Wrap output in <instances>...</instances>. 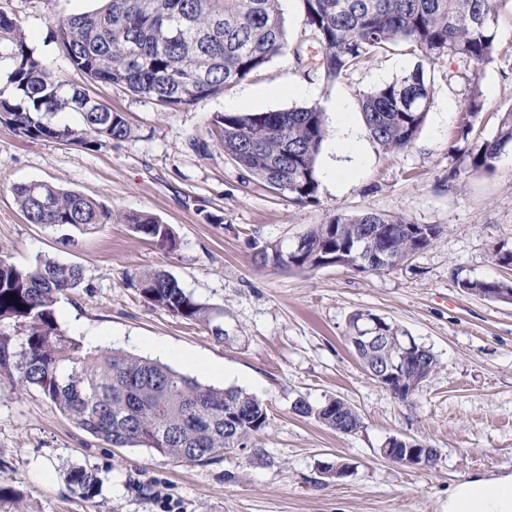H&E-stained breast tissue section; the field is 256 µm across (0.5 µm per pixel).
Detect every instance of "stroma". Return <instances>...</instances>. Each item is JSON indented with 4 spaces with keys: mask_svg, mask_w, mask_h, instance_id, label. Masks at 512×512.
Instances as JSON below:
<instances>
[{
    "mask_svg": "<svg viewBox=\"0 0 512 512\" xmlns=\"http://www.w3.org/2000/svg\"><path fill=\"white\" fill-rule=\"evenodd\" d=\"M98 0H0L37 56L67 83L87 88L132 133L98 151L25 139L0 126V257H38L80 266L84 280L56 306L60 328L85 347L121 350L170 365L215 387L261 399L270 424L253 450L198 464L149 448H115L81 430L39 391L0 384V512H445L460 479L512 469V303L462 290L464 280L512 281L494 249L512 250V148L492 171H475L468 152L494 135L512 110V0L501 6L497 51L478 65L429 61L398 47L330 82L292 56L274 58L223 92L175 110L124 88L87 83L53 40L61 16ZM422 69L433 89L411 148L383 150L358 108L363 93ZM483 109L467 140L460 114L472 94ZM319 107L326 138L318 189L301 205L249 180L218 143L200 155L216 112ZM358 133L356 159L336 152V119ZM46 181L91 196L117 213H145L170 226L174 245L144 240L130 225L81 232L27 222L14 187ZM373 211L437 226V239L401 268L368 272L329 265L310 273L259 267L258 248L292 246L314 224ZM163 269L218 312L224 338L206 325L155 307L131 284ZM368 310L395 322L436 355L437 370L417 395L400 400L370 378L347 342L350 317ZM342 398L363 418L341 434L296 414ZM392 436L436 449L438 464L417 470L381 453ZM351 464L336 480L323 464ZM93 471L86 492L72 470Z\"/></svg>",
    "mask_w": 512,
    "mask_h": 512,
    "instance_id": "obj_1",
    "label": "stroma"
}]
</instances>
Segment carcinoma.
Returning <instances> with one entry per match:
<instances>
[{
  "instance_id": "carcinoma-1",
  "label": "carcinoma",
  "mask_w": 512,
  "mask_h": 512,
  "mask_svg": "<svg viewBox=\"0 0 512 512\" xmlns=\"http://www.w3.org/2000/svg\"><path fill=\"white\" fill-rule=\"evenodd\" d=\"M89 13L54 20V40L67 64L91 82L120 85L133 94L175 109L212 97L258 72L272 59L292 55L305 65L302 45L292 46L280 0H102ZM505 0H302L303 21L320 46L316 67L335 81L389 47L403 44L430 61L457 56L477 64L492 60L495 24ZM0 125L22 137L77 144L96 151L126 140L131 128L120 112L102 114L76 103L75 86L59 79L51 64L37 57L17 20L0 11ZM432 87L418 68L362 95L360 112L370 137L386 151L410 147L425 121ZM482 109L479 97L466 106L461 137L467 139ZM74 112L80 126L56 124L51 116ZM209 137L224 154L263 186L298 203L314 200L316 160L326 136L316 106L286 111L216 112ZM512 144V111L499 119L495 135L469 153L475 171H489ZM17 204L31 224L78 230L110 224L114 212L79 192L48 182L15 188ZM121 220L145 239L173 242L169 225L144 213ZM399 216L376 212L338 214L314 224L300 247L267 245L256 254L262 267L312 272L342 248H360L386 259L376 271L411 260L439 235L434 225L418 236ZM138 288L155 306L186 321L223 326L207 305L196 301L167 271L135 274ZM83 282V271L50 258L29 265L0 258V380L34 388L83 431L116 447L153 449L177 461L206 463L221 449L245 451L269 426L261 399L238 387L216 388L167 364L115 351L86 348L58 325L60 298ZM465 292L506 297L508 281L469 280ZM407 332L383 321L378 342L367 351L348 336L370 378L401 400L415 394L438 366L421 343L407 348ZM394 365L392 379H379L382 361ZM329 428L352 434L362 428L359 412L335 398L314 408L295 407ZM394 447L417 448L425 465L438 455L414 439L394 436Z\"/></svg>"
}]
</instances>
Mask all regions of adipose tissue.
<instances>
[{"label":"adipose tissue","instance_id":"obj_1","mask_svg":"<svg viewBox=\"0 0 512 512\" xmlns=\"http://www.w3.org/2000/svg\"><path fill=\"white\" fill-rule=\"evenodd\" d=\"M446 512H512V471L459 481L448 492Z\"/></svg>","mask_w":512,"mask_h":512}]
</instances>
